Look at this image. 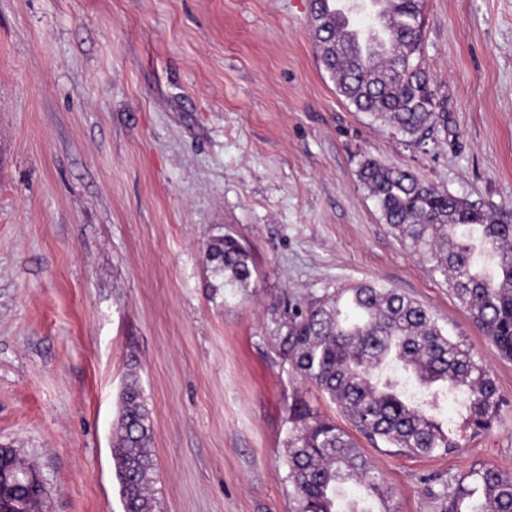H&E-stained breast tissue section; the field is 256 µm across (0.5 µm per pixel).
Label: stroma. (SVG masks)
Wrapping results in <instances>:
<instances>
[{
    "label": "stroma",
    "instance_id": "obj_1",
    "mask_svg": "<svg viewBox=\"0 0 512 512\" xmlns=\"http://www.w3.org/2000/svg\"><path fill=\"white\" fill-rule=\"evenodd\" d=\"M310 0H0V446L49 512H122L112 461L137 371L155 512H294L288 407L337 406L278 352L280 298L373 282L490 369L492 428L451 453L353 438L395 512L427 479L512 472V361L384 224L364 157L512 220V0H424L439 116L423 140L356 111L319 64ZM231 234L247 287L205 258Z\"/></svg>",
    "mask_w": 512,
    "mask_h": 512
}]
</instances>
